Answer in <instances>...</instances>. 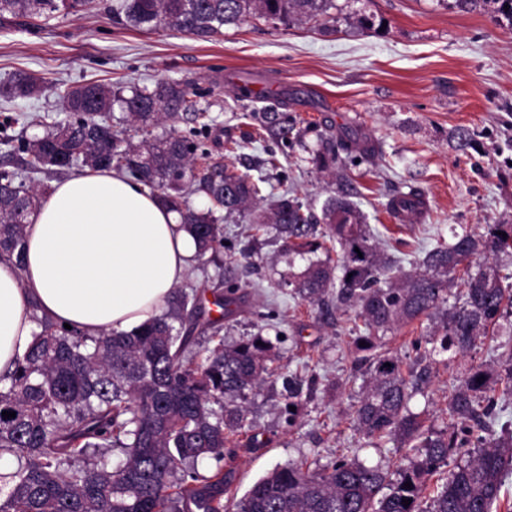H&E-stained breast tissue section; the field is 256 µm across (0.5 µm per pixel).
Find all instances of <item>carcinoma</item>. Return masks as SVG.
Masks as SVG:
<instances>
[{"label": "carcinoma", "mask_w": 512, "mask_h": 512, "mask_svg": "<svg viewBox=\"0 0 512 512\" xmlns=\"http://www.w3.org/2000/svg\"><path fill=\"white\" fill-rule=\"evenodd\" d=\"M92 3L0 0V21L79 15ZM489 4L497 21L512 26V0H454L464 11ZM333 7V0H113L112 15L136 29L168 27L207 37L251 17L311 21ZM39 91L36 77L18 73L0 95L24 99ZM195 96L191 84L177 80L133 87L128 96L105 83L67 88L73 118L20 140L18 149L29 156L24 172L0 170V260L21 261L28 218L48 190L32 175L112 168L177 212L202 256L224 248V216L233 214L272 228L290 265L322 253L287 285L312 305L332 301L336 309L354 312L363 327L353 340L358 351L371 352L386 333L426 318L434 322L440 349L465 357L512 318V289L503 284L498 264L487 261L474 273L465 265L474 255H512V224L456 233L451 243L426 254L422 269L407 271L370 233L353 201L355 189L342 174L347 158H376L368 135H318L312 163L338 180L321 226L287 191L270 210L259 209L262 186L251 175L213 161L200 131L175 128L185 112L201 117ZM117 102L125 112L118 118L112 115ZM125 124L165 130L135 143ZM191 195L204 197L207 206H190ZM457 278L464 288L451 302ZM245 296V285L226 275L224 289L213 293L214 305L228 317ZM37 323L29 351L0 377V412L16 413L0 415V455L16 459L13 468L0 471V512H492L512 471V431L493 433L495 383L501 372L512 380V354L456 379L448 400L452 423L441 429L425 426L410 408L436 377L427 355L417 356L407 377L401 358L389 350L356 358L355 367H365L356 429L413 451L397 478L356 459L314 469L301 460L275 468L239 497L231 492L232 471L219 462L229 435L243 427L249 400L274 375L271 340L257 334L224 344L221 325L205 318L196 290L184 287L173 291L163 314L131 332L88 336L44 317ZM201 325L213 330L215 345L196 351L193 333ZM314 384L288 377L286 406H298L303 390ZM115 450L123 460L114 469ZM453 455L460 461L429 506L421 507L423 487ZM204 458L218 466L199 472Z\"/></svg>", "instance_id": "carcinoma-1"}]
</instances>
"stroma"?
<instances>
[{
  "mask_svg": "<svg viewBox=\"0 0 512 512\" xmlns=\"http://www.w3.org/2000/svg\"><path fill=\"white\" fill-rule=\"evenodd\" d=\"M334 2L327 21L252 18L212 37L117 24L112 0H95L84 15L59 14L38 27L22 18L1 22L0 86L26 72L40 79L41 91L9 104L33 122L0 130V159L7 152L3 138L31 137L39 122L68 120L62 95L72 85L104 80L150 87L179 80L191 83L208 109L203 142L214 157L263 178L274 193L290 191L317 216L336 183L315 169L309 148L328 127L368 133L378 158L347 165L346 173L369 229L388 241L404 267L420 264L454 230L512 224V27L497 22L491 10L465 12L443 0ZM371 15L376 25L363 28L361 18ZM243 85L253 95L240 101L235 90ZM257 112L301 118L278 167L265 162L277 137L258 125ZM460 131L470 135L463 150L454 140ZM410 191L426 196L429 206L415 223L401 224L387 204ZM224 228L229 250L219 262L199 260L186 281L208 301L225 269H233L250 296L223 320L225 343L259 333L279 354L276 374L252 397L243 426L261 447H237L223 462L235 473L238 493L275 466L301 459L315 468L356 457L396 476L408 448L367 437L352 421L362 383L353 372V313L309 305L277 287L288 271L278 245L237 215L226 218ZM432 330L422 319L387 334L383 343L408 368L415 343L430 342ZM431 357L436 378L427 398L414 404L440 428L449 420L452 377L465 363L447 352ZM291 374L316 380L292 427L283 388Z\"/></svg>",
  "mask_w": 512,
  "mask_h": 512,
  "instance_id": "obj_1",
  "label": "stroma"
}]
</instances>
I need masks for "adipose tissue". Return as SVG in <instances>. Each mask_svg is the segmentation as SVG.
Returning a JSON list of instances; mask_svg holds the SVG:
<instances>
[{
	"label": "adipose tissue",
	"instance_id": "1",
	"mask_svg": "<svg viewBox=\"0 0 512 512\" xmlns=\"http://www.w3.org/2000/svg\"><path fill=\"white\" fill-rule=\"evenodd\" d=\"M196 254L179 215L135 179L100 169L54 183L22 265L0 261V375L28 351L36 316L97 336L160 315Z\"/></svg>",
	"mask_w": 512,
	"mask_h": 512
}]
</instances>
